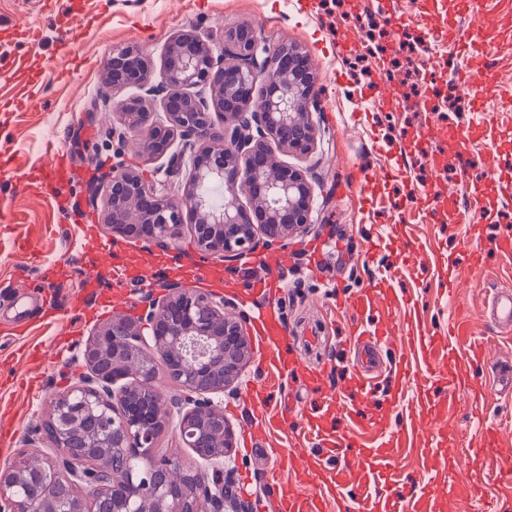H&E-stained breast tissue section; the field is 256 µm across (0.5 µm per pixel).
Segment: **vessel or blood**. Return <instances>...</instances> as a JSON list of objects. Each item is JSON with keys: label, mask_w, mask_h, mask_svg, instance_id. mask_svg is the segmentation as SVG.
Segmentation results:
<instances>
[{"label": "vessel or blood", "mask_w": 512, "mask_h": 512, "mask_svg": "<svg viewBox=\"0 0 512 512\" xmlns=\"http://www.w3.org/2000/svg\"><path fill=\"white\" fill-rule=\"evenodd\" d=\"M481 71L461 72L456 86L470 90L494 70V55L484 49ZM364 98L382 103L384 107L399 105L397 90L384 89L374 83L366 89ZM432 139L444 149L432 156L434 168H442L446 157L473 168L482 157L475 152L470 132L458 126L433 129ZM68 162L62 151L50 157V177L42 192L51 196L61 185V176ZM288 255L270 252L259 260V271L252 280L254 294H263L275 274L286 268ZM387 290L377 287L356 293L345 302L346 307L358 313V320L350 325V343L357 352L356 372L345 389L330 395L327 412L307 419L301 439L329 448L336 462L334 470H327L322 458L291 449L293 458L290 472L294 484L283 487L275 502L276 512H333L335 505L346 499L361 504L364 512H431L425 494H410L406 486L412 476H434L441 493L449 503L466 502L478 512H512V446L505 444L499 434L501 422L512 419V358H489L484 342L473 335L468 320L453 315L445 330L439 333L424 331L423 312L413 300H403L387 311L390 324L377 331H369L360 321L361 315L371 313L384 304ZM487 317L500 336H512V287L493 286L482 301ZM255 340L265 356V364L277 381L304 372L312 388L323 385L318 371H302L297 358L288 349V328L272 305L259 308L254 322ZM397 346L392 365H385L381 353L387 346ZM394 376L392 397L401 409L402 419L395 430L386 423L369 418L365 409L374 381L383 369ZM473 395L477 404L493 403L492 412H479L480 439L469 452L470 458L480 457L485 450H493L501 467L493 483H485L481 476L460 481L458 473L464 460L448 448L446 437H439L430 447H422L425 431L419 417L431 410L436 416H446L448 406L457 394ZM248 398L259 417L248 431L254 443L271 442L279 424L278 414L269 408L265 387L251 386ZM339 417L340 426H332L329 414ZM413 455L417 462L414 474L397 470L392 449Z\"/></svg>", "instance_id": "obj_1"}]
</instances>
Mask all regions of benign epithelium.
<instances>
[{
	"instance_id": "1",
	"label": "benign epithelium",
	"mask_w": 512,
	"mask_h": 512,
	"mask_svg": "<svg viewBox=\"0 0 512 512\" xmlns=\"http://www.w3.org/2000/svg\"><path fill=\"white\" fill-rule=\"evenodd\" d=\"M237 63L225 62L195 30L174 36L165 50L163 81L149 84L148 60L136 46L112 50V88L137 86L145 97L112 100L133 139L119 135L155 158L180 165L183 153L168 154L174 136L198 146L186 174L185 205L194 217L199 250L226 260L251 254L260 243L283 242L311 224L313 196L302 172L282 163L281 152L307 154L314 146L313 113L320 88L304 52L259 36L249 26L224 35ZM161 97L166 122L147 125L146 98ZM237 115L230 132H219L213 115ZM217 179L227 188L250 191L248 205L236 196L216 207L205 195ZM103 219L124 237L164 243L183 228L182 206L170 199L164 181L146 183L122 170L100 188ZM152 334L114 320L81 352L87 371L51 401L53 431L47 435L56 460L29 459L0 471V500L10 512H224L238 507L224 476L232 447L224 412L215 398L238 379L250 356L241 316L226 310L224 298L173 292L149 305ZM152 342L160 358L143 350ZM200 395L172 415L162 410L159 376ZM108 418L112 435L95 423ZM185 447L201 459V471L184 472L173 459L153 455L157 436L169 423ZM65 489L62 495L50 487Z\"/></svg>"
}]
</instances>
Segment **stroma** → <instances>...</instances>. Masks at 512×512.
<instances>
[{"instance_id":"stroma-1","label":"stroma","mask_w":512,"mask_h":512,"mask_svg":"<svg viewBox=\"0 0 512 512\" xmlns=\"http://www.w3.org/2000/svg\"><path fill=\"white\" fill-rule=\"evenodd\" d=\"M356 2V12L347 13L333 0H313L311 11L302 13L296 0H57L48 13L38 0H0V122L14 132L10 150L27 162L18 178L35 181L56 147L67 154L72 170L61 189L67 223H59L53 203L27 193L14 197L12 220L0 221V393L17 400L13 406L0 402V418L14 423L13 434L0 446V469L18 461L30 442L49 450L44 425L51 400L69 387L77 353L112 318L142 322L149 297L163 294L165 286L223 297L229 311L253 320L255 307L243 297L266 246L230 262L201 258L189 214L181 235L167 245L125 238L103 223L96 198L101 176L121 168L148 183L167 181L175 188L174 199H182L185 169H169L166 159L119 148L113 140L120 120L105 114L112 88L104 82V69L113 49L138 46L154 75H161L166 43L188 28L219 46L225 30L252 27L276 42L302 47L317 74L316 147L308 155L286 158L312 187L311 224L281 245L291 262L279 274L282 288L273 304L303 362L312 369L330 367L325 392H336L352 372L345 344L352 315L337 313L336 301L371 288L380 277L391 276L392 298L409 295L419 302L431 330L447 324L444 296L455 286L457 306L466 311L475 335H493L482 311L483 288L489 280L512 283V262L462 266L467 230L437 192L449 188L463 199L472 189L482 191L494 213L481 229L489 251L500 232L497 217L512 211V198L504 196L498 174L470 181L457 167L433 168L428 156L438 146L418 142L417 135L431 126L468 125L474 112L489 110L498 113L499 127L478 137L473 147L506 163L512 161V111L498 94L436 88L437 74L479 69L480 58L468 46L446 41L442 31H429L418 0ZM76 23L83 37L64 44L67 29ZM340 33L354 37V53H337ZM25 76L38 78L49 111L28 112L6 97V89ZM378 79L401 82L407 107L387 111L367 105L362 91ZM363 167L373 172L374 189L361 185ZM25 232L37 237L43 259L57 269L54 277L18 255L17 238ZM143 254L156 259L152 290L133 280L115 292L114 270ZM17 290L32 304L52 294L62 324L50 327L37 319L29 333L11 334L16 313L11 297ZM254 384L268 385L270 404L291 434L319 404L300 375L282 385L268 384L261 353L252 350L243 375L221 399L233 435L231 483L243 512H254L255 499L279 491L271 478L274 451L244 449L253 414L245 397Z\"/></svg>"}]
</instances>
